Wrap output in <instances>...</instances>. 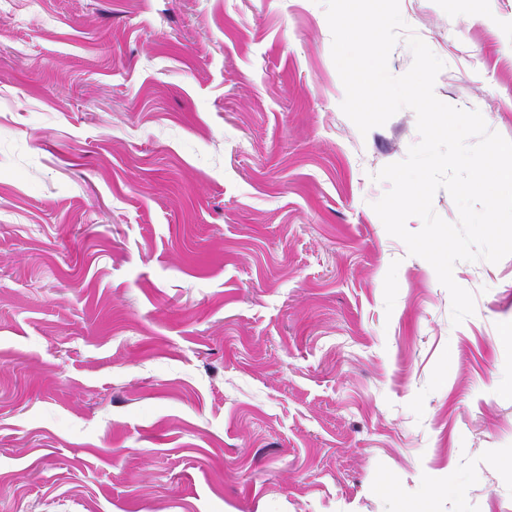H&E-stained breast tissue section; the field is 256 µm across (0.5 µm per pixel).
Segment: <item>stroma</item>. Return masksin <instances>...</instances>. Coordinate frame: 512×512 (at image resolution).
Listing matches in <instances>:
<instances>
[{"mask_svg": "<svg viewBox=\"0 0 512 512\" xmlns=\"http://www.w3.org/2000/svg\"><path fill=\"white\" fill-rule=\"evenodd\" d=\"M512 140V0H399ZM317 0H0V512H512V255L434 268Z\"/></svg>", "mask_w": 512, "mask_h": 512, "instance_id": "35a3bbf8", "label": "stroma"}]
</instances>
